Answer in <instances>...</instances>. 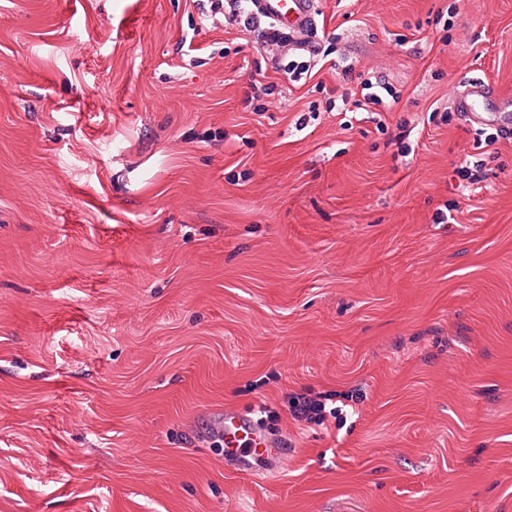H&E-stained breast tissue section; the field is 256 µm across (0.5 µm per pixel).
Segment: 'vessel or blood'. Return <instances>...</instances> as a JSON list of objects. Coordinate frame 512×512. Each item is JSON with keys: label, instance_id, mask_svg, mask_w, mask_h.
<instances>
[{"label": "vessel or blood", "instance_id": "obj_1", "mask_svg": "<svg viewBox=\"0 0 512 512\" xmlns=\"http://www.w3.org/2000/svg\"><path fill=\"white\" fill-rule=\"evenodd\" d=\"M256 16L288 28L298 46L308 47L318 31L315 0H254ZM456 111L465 113L478 126L512 133V95L498 92L493 84L475 79L453 96ZM215 430L224 439L228 458L240 471L256 473L258 466H271L279 455L278 444L266 435L253 418L228 411L217 419Z\"/></svg>", "mask_w": 512, "mask_h": 512}]
</instances>
